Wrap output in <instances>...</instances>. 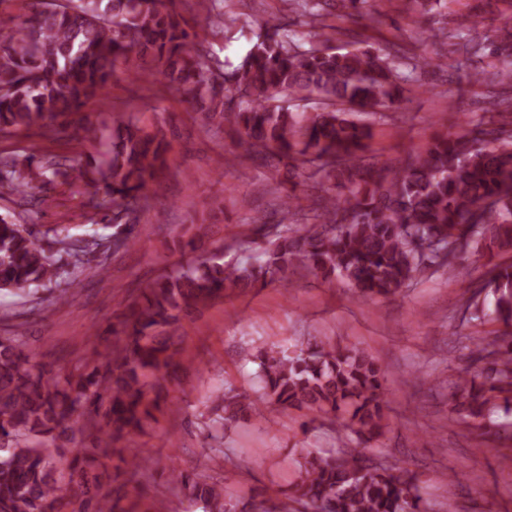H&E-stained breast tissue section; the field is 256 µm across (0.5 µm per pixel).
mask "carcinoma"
Instances as JSON below:
<instances>
[{
    "instance_id": "obj_1",
    "label": "carcinoma",
    "mask_w": 512,
    "mask_h": 512,
    "mask_svg": "<svg viewBox=\"0 0 512 512\" xmlns=\"http://www.w3.org/2000/svg\"><path fill=\"white\" fill-rule=\"evenodd\" d=\"M314 20L332 8L336 16L360 0H294ZM487 55L492 75L512 87V19L497 30ZM133 60L134 78L152 77L197 109L205 128H222L242 156L272 171L301 167L303 182L320 192L314 222L287 223L294 188L282 190V220L264 232L257 215L252 262L233 265L198 257L148 284L129 303L120 325L91 327L88 349L63 371L30 347L25 323L0 335V512H127L120 501L126 482L149 457L118 444L143 431L164 400L165 382L182 366L183 316L224 297L248 292L304 269L324 279L339 277L369 299L396 295L416 275L466 272L469 250L482 252L488 276L473 286L467 308L486 321L512 325V264L494 258L512 249V97L497 127L442 133L394 167L365 163L370 126L358 112L399 103L419 61L366 40L334 53L295 40L288 25L268 23L242 62L216 72L208 52L189 31L178 0H42L28 17L0 11V132L46 128L53 132L96 100L117 61ZM315 99L312 112L296 118L281 96ZM98 137L86 117L73 140ZM169 141L130 120L116 130L106 157L81 171L85 185L112 201V234L70 233L64 224L34 231L0 216V291L37 309L48 289L65 303L85 276L103 274L112 249L139 241L137 223L158 175L167 166ZM77 158L35 160L32 154L0 156V195H18L25 206L47 179L72 183ZM492 307H487V302ZM117 341L99 349L98 339ZM478 371L457 379L453 411L466 422L485 421L496 399L512 403V336L480 337L472 350ZM257 398L233 389L214 396L221 431L261 416L260 405L306 412L302 429L331 416L352 434L356 448L333 455L307 453L296 479L278 503L262 499L253 512H428L413 478L365 452L388 427L384 374L359 348L339 349L310 338L293 349L259 352ZM112 449L119 463L103 458ZM173 482L205 503L207 512H239L224 494L231 480L174 469Z\"/></svg>"
}]
</instances>
